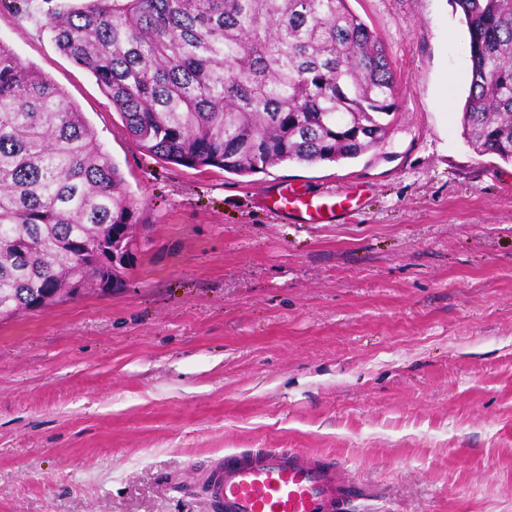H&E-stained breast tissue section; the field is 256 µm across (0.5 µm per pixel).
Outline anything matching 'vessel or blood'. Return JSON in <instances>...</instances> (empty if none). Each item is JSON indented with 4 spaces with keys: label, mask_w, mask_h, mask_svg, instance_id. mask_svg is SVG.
<instances>
[{
    "label": "vessel or blood",
    "mask_w": 512,
    "mask_h": 512,
    "mask_svg": "<svg viewBox=\"0 0 512 512\" xmlns=\"http://www.w3.org/2000/svg\"><path fill=\"white\" fill-rule=\"evenodd\" d=\"M271 208L305 224H330L351 206L346 199H309L287 186ZM210 494L220 512H349L356 499L345 463L294 448L237 451L216 460Z\"/></svg>",
    "instance_id": "obj_1"
}]
</instances>
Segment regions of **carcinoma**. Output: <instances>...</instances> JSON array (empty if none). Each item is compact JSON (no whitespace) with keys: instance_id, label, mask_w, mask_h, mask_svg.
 <instances>
[{"instance_id":"1","label":"carcinoma","mask_w":512,"mask_h":512,"mask_svg":"<svg viewBox=\"0 0 512 512\" xmlns=\"http://www.w3.org/2000/svg\"><path fill=\"white\" fill-rule=\"evenodd\" d=\"M349 0H93L49 21L138 145L161 160L250 176L352 160L383 144L396 84ZM469 33L462 125L512 162V0H454ZM137 202L84 113L0 47V318L121 282L112 251Z\"/></svg>"}]
</instances>
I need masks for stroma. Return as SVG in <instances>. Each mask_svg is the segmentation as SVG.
<instances>
[{"mask_svg":"<svg viewBox=\"0 0 512 512\" xmlns=\"http://www.w3.org/2000/svg\"><path fill=\"white\" fill-rule=\"evenodd\" d=\"M0 47L73 100L151 237L112 293L0 323V512H219L213 461L299 448L377 487L354 512H512V164L463 134L453 0H349L396 82L386 142L251 176L142 150L47 20ZM286 185L355 208L281 220Z\"/></svg>","mask_w":512,"mask_h":512,"instance_id":"stroma-1","label":"stroma"}]
</instances>
